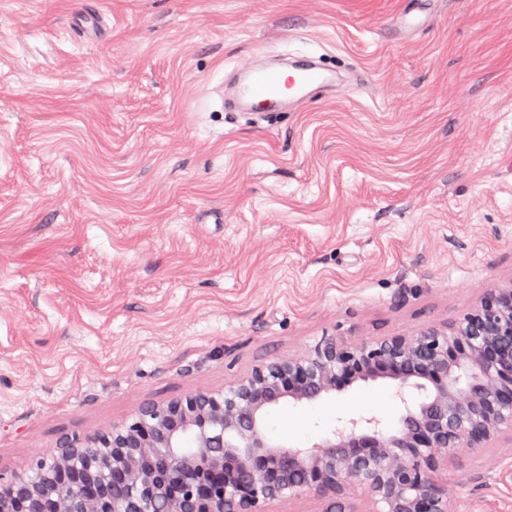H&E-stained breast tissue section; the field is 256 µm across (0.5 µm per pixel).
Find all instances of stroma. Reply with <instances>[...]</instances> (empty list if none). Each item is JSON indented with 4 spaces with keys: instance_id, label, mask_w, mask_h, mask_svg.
I'll return each instance as SVG.
<instances>
[{
    "instance_id": "obj_1",
    "label": "stroma",
    "mask_w": 512,
    "mask_h": 512,
    "mask_svg": "<svg viewBox=\"0 0 512 512\" xmlns=\"http://www.w3.org/2000/svg\"><path fill=\"white\" fill-rule=\"evenodd\" d=\"M104 36L75 23L89 2ZM0 0V476L147 401L322 337L457 322L512 283V0ZM371 80L269 125L210 92L250 53ZM391 381L269 410L290 447L399 425ZM438 478L512 512V439Z\"/></svg>"
}]
</instances>
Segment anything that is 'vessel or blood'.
Listing matches in <instances>:
<instances>
[{"label": "vessel or blood", "mask_w": 512, "mask_h": 512, "mask_svg": "<svg viewBox=\"0 0 512 512\" xmlns=\"http://www.w3.org/2000/svg\"><path fill=\"white\" fill-rule=\"evenodd\" d=\"M346 79L360 84L365 82L366 76L356 69L341 74L313 57L267 63L253 54L236 66L231 84L221 88L220 109L224 112L254 111L263 118L287 108H297L311 93L333 89Z\"/></svg>", "instance_id": "vessel-or-blood-1"}]
</instances>
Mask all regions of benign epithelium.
Segmentation results:
<instances>
[{
  "instance_id": "obj_1",
  "label": "benign epithelium",
  "mask_w": 512,
  "mask_h": 512,
  "mask_svg": "<svg viewBox=\"0 0 512 512\" xmlns=\"http://www.w3.org/2000/svg\"><path fill=\"white\" fill-rule=\"evenodd\" d=\"M395 383L400 427L351 419L306 448L271 440L268 411L316 401L355 383ZM512 431V284L447 327L371 342L323 337L307 353L271 360L222 393L147 402L87 442L64 435L38 478L0 480V512H269L314 493L324 512H459L437 473L448 455Z\"/></svg>"
}]
</instances>
